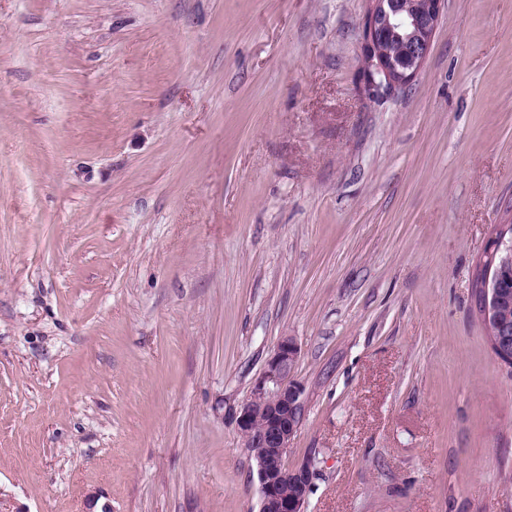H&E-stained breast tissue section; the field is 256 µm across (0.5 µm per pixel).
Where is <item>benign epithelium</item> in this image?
<instances>
[{"mask_svg": "<svg viewBox=\"0 0 512 512\" xmlns=\"http://www.w3.org/2000/svg\"><path fill=\"white\" fill-rule=\"evenodd\" d=\"M445 0H369L362 54L371 94L405 88L431 50ZM401 34L403 50L383 47L387 34ZM500 228L490 250L492 262L482 284V317L498 326L491 344L501 362L512 363V328L500 283L512 277V235ZM300 348L283 336L267 360L237 425L252 461L259 488V512H306L314 478L313 461L288 464V452L303 424L307 406L304 384L295 376Z\"/></svg>", "mask_w": 512, "mask_h": 512, "instance_id": "benign-epithelium-1", "label": "benign epithelium"}]
</instances>
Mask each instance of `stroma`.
<instances>
[{"mask_svg":"<svg viewBox=\"0 0 512 512\" xmlns=\"http://www.w3.org/2000/svg\"><path fill=\"white\" fill-rule=\"evenodd\" d=\"M368 0H0V512H258L293 337L307 512H512L473 273L512 224V0L369 97ZM299 357L295 339L281 337L237 415L258 483L259 512H305L311 493L313 461L288 464L307 406L306 388L294 374Z\"/></svg>","mask_w":512,"mask_h":512,"instance_id":"stroma-1","label":"stroma"}]
</instances>
